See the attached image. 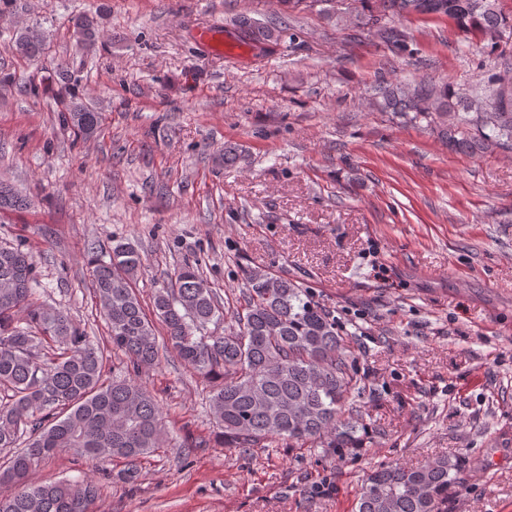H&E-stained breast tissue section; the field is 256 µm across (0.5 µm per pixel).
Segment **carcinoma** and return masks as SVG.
<instances>
[{
  "mask_svg": "<svg viewBox=\"0 0 512 512\" xmlns=\"http://www.w3.org/2000/svg\"><path fill=\"white\" fill-rule=\"evenodd\" d=\"M381 10L365 25L380 42L399 47L404 31L395 21L413 14L446 16L461 29L487 38L512 34V15L495 0H380ZM74 34L89 40L97 15L71 17ZM238 34L261 50L273 44L271 29L246 16L232 19ZM17 52L36 60L44 40L31 30L16 41ZM57 97L67 108L76 99V78L58 68ZM32 96L33 78L6 73ZM376 106L424 125L450 147L471 153L495 144L512 150V91L497 82L476 87L462 100L448 83L422 79L378 87ZM83 135L99 124L95 112H72ZM28 201L0 181V214ZM92 288L110 330L112 348L137 372L157 364L155 323L165 346L197 374L217 381L209 406L224 431V444L247 451L283 444L334 453L362 447L361 407L366 386L352 369L350 351L336 319L295 282L262 269L244 272L243 304L224 324V305L197 263L186 262L153 295L147 314L134 284L142 267L131 242L112 245L105 261L87 257ZM36 265L22 245H0V481L17 490L0 498V512H90L98 498L95 480L39 482L43 460L57 452L91 459H122L125 479L138 476L141 458L164 447L162 411L154 396L130 376L104 377V353L65 310L36 297ZM460 470L458 459L437 457L419 467L388 463L370 470L355 512H446L448 492Z\"/></svg>",
  "mask_w": 512,
  "mask_h": 512,
  "instance_id": "obj_1",
  "label": "carcinoma"
}]
</instances>
